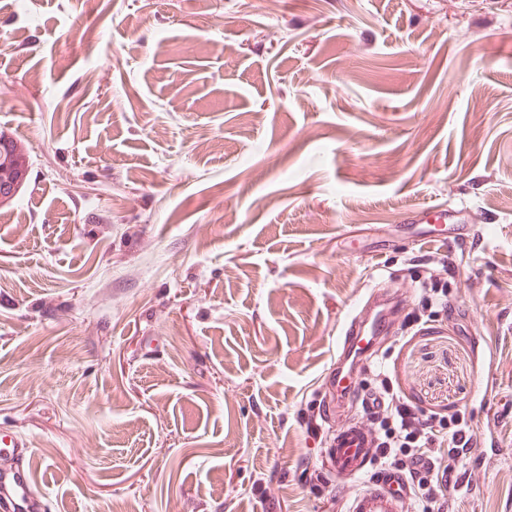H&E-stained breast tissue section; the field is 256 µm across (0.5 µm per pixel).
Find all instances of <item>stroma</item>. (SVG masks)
I'll return each mask as SVG.
<instances>
[{
	"instance_id": "stroma-1",
	"label": "stroma",
	"mask_w": 512,
	"mask_h": 512,
	"mask_svg": "<svg viewBox=\"0 0 512 512\" xmlns=\"http://www.w3.org/2000/svg\"><path fill=\"white\" fill-rule=\"evenodd\" d=\"M1 129L46 512H338L318 384L390 285L375 368L476 434L456 512H512V0H0Z\"/></svg>"
}]
</instances>
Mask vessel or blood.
<instances>
[{
    "mask_svg": "<svg viewBox=\"0 0 512 512\" xmlns=\"http://www.w3.org/2000/svg\"><path fill=\"white\" fill-rule=\"evenodd\" d=\"M392 326L393 313L389 310L367 321L351 320L339 338L337 353L340 365L351 359L356 368H364L372 353L362 349V341H378ZM322 388L324 401L319 416L323 422L336 426L333 441L324 451L327 464L337 482L359 478L374 465L372 449L376 447L377 440L362 421L344 417L343 411L346 406L361 400L366 401L369 408L376 409L382 405L383 398L378 393L363 390L355 382L345 381L340 366L325 374ZM8 446L13 461L0 464V496L11 501L14 512H41L43 496L36 488L27 460L28 444L14 436ZM403 483L400 474H381L371 486L349 499L346 512H403Z\"/></svg>",
    "mask_w": 512,
    "mask_h": 512,
    "instance_id": "obj_1",
    "label": "vessel or blood"
}]
</instances>
